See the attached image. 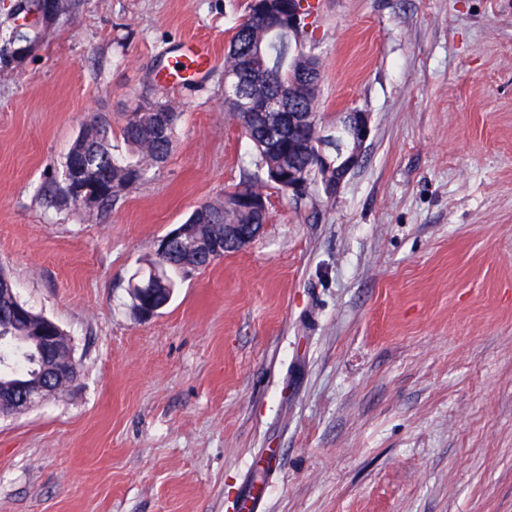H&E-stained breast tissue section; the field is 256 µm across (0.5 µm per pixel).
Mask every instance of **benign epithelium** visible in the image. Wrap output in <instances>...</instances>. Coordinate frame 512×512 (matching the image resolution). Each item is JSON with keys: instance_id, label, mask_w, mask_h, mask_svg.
Instances as JSON below:
<instances>
[{"instance_id": "1", "label": "benign epithelium", "mask_w": 512, "mask_h": 512, "mask_svg": "<svg viewBox=\"0 0 512 512\" xmlns=\"http://www.w3.org/2000/svg\"><path fill=\"white\" fill-rule=\"evenodd\" d=\"M29 10L43 21L57 17L64 9V0H35L31 5L27 0L19 5ZM305 20L301 11L288 4V15L284 26L288 37L302 42ZM320 82V66L314 55L301 51L296 53L294 65L288 76V90L275 95L259 96L240 78L238 71L224 72V99L239 112H275L276 123L269 132L272 140L288 137V151L303 155L307 163L302 167L288 169V188L300 189L308 182L311 171L323 172L322 185L330 196L342 187L348 175L356 169L363 157V149L371 135L370 113L361 108H352L343 114L342 123L325 130L319 126L314 113L303 109L302 95ZM79 159L72 155L64 163L63 196L78 208L101 207L104 196L112 194L107 189L101 194L84 186L86 176L81 173ZM231 204L237 210L256 217V224H226L221 236L208 239L195 236L189 224H179L163 236L157 244L156 256L160 264H167L172 248L179 247L195 258L210 259L222 252L224 247H243L250 243L265 223L266 206L264 201L252 197L235 195ZM130 294L137 312L143 317H151L158 310L155 303V290L141 288L133 283ZM38 346L43 366L33 382H21L0 391V417L16 416L25 413L39 401L54 393L56 384L66 381L76 382L80 371L74 356L73 343L56 324L44 320L37 326L29 327V335L15 338L13 348L23 351L27 344Z\"/></svg>"}]
</instances>
